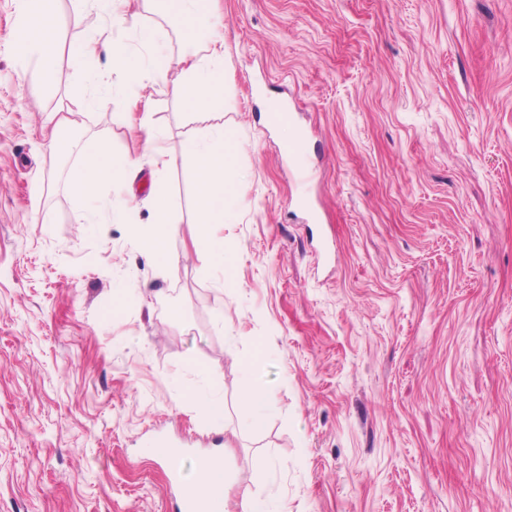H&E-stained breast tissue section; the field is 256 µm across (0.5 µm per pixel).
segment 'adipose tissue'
<instances>
[{"label":"adipose tissue","instance_id":"ef3b65f1","mask_svg":"<svg viewBox=\"0 0 512 512\" xmlns=\"http://www.w3.org/2000/svg\"><path fill=\"white\" fill-rule=\"evenodd\" d=\"M85 11L103 17L106 27H89L74 55L85 69L90 86L82 106L87 110L107 109L113 96L137 89L143 81L172 87L182 100L206 110L224 103L223 23L212 0H155L160 8L172 10L192 22L203 41L199 51L171 61L152 32L145 30L138 13L128 11V0H82ZM19 27L13 47L24 63L51 72L58 55L59 40L54 0H18ZM151 102H144L138 128L145 135L155 176H163L175 161L191 167L201 201L202 225L231 222L233 192L230 162L224 151L232 134L223 123L207 125L187 138L180 156L161 145L163 135L152 120ZM141 168L140 161L113 156L96 141L85 142L81 162L70 173V185L87 204L90 218L99 215L103 185L112 189L111 217L129 224L132 236L156 255H163L162 235L169 222V209L162 194H155L152 226L132 223L133 206L127 193L129 182ZM239 412L249 427L258 429L274 407L271 395L258 387L250 374H243L238 396Z\"/></svg>","mask_w":512,"mask_h":512}]
</instances>
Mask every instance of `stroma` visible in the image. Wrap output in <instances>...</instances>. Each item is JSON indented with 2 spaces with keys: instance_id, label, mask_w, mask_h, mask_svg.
Wrapping results in <instances>:
<instances>
[{
  "instance_id": "1",
  "label": "stroma",
  "mask_w": 512,
  "mask_h": 512,
  "mask_svg": "<svg viewBox=\"0 0 512 512\" xmlns=\"http://www.w3.org/2000/svg\"><path fill=\"white\" fill-rule=\"evenodd\" d=\"M78 7L56 4L52 78L22 82L0 0V512H170L158 431L192 443L189 476L219 441L227 512L247 494L512 512V0H220L236 218L211 228L216 262L193 177L171 168L163 265L128 225L87 223L69 184L87 139L145 156L123 103L74 107ZM130 8L172 59L195 49L150 0ZM139 92L180 154L188 106ZM272 100L306 134L318 222L294 203L278 146L295 130L267 128ZM54 113L74 143L57 153ZM249 367L279 405L259 433L236 413Z\"/></svg>"
}]
</instances>
